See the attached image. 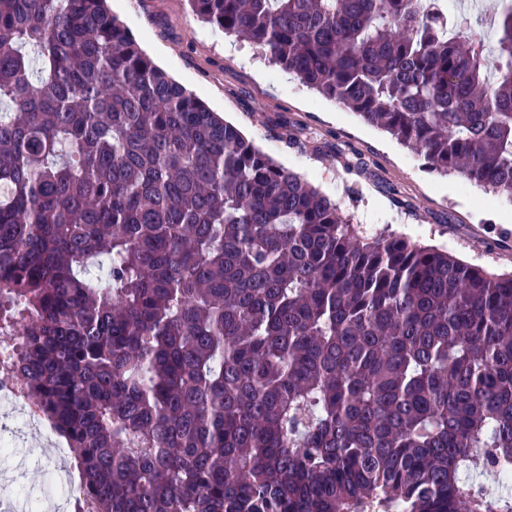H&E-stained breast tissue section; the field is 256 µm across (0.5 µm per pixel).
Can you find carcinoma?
<instances>
[{"label":"carcinoma","instance_id":"cac0c4a2","mask_svg":"<svg viewBox=\"0 0 512 512\" xmlns=\"http://www.w3.org/2000/svg\"><path fill=\"white\" fill-rule=\"evenodd\" d=\"M427 170L512 197V5L187 0ZM0 335L80 512H512V274L388 233L154 63L107 0H0Z\"/></svg>","mask_w":512,"mask_h":512}]
</instances>
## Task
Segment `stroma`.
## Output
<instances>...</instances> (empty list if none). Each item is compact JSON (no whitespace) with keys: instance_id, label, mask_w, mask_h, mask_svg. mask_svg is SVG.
I'll return each mask as SVG.
<instances>
[{"instance_id":"stroma-1","label":"stroma","mask_w":512,"mask_h":512,"mask_svg":"<svg viewBox=\"0 0 512 512\" xmlns=\"http://www.w3.org/2000/svg\"><path fill=\"white\" fill-rule=\"evenodd\" d=\"M110 7L155 63L339 203L362 234L387 227L465 262L512 272V199L424 170L390 134L199 21L187 0H110ZM280 115L287 128L275 126ZM290 138L300 147H288Z\"/></svg>"}]
</instances>
